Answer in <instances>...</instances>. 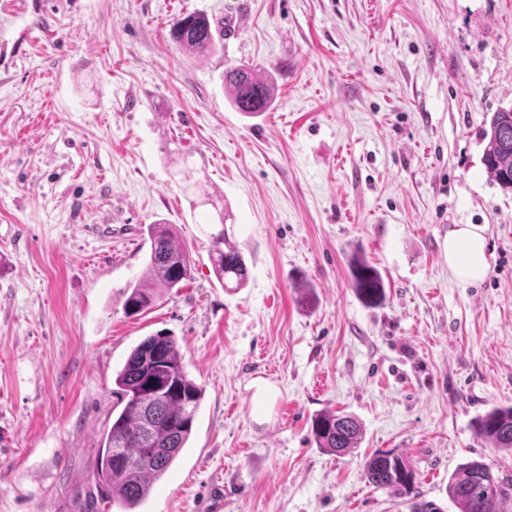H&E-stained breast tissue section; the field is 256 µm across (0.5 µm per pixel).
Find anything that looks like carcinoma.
<instances>
[{"mask_svg":"<svg viewBox=\"0 0 512 512\" xmlns=\"http://www.w3.org/2000/svg\"><path fill=\"white\" fill-rule=\"evenodd\" d=\"M171 34L192 54H210L216 49L210 21L203 13L183 16ZM223 84L230 105L238 112L254 115L272 105L274 84L250 68H226ZM486 138L484 168L503 190L512 191V108L493 113ZM147 241L144 276L127 286L124 311L128 316L142 314L159 294L178 287L190 275L189 250L173 225L164 221L150 225ZM210 252L224 286L244 284L247 265L242 253L229 244L225 231L212 237ZM352 285L368 304L384 298L380 274L371 266L354 264ZM112 397V424L98 444L92 497L95 503L133 512L187 447L203 389L187 372L178 339L158 333L131 350L112 380ZM312 432L317 447L342 456L358 447L363 425L353 414L326 410L312 419ZM477 433L495 449L512 453V406L487 412L478 420ZM363 470L369 483L413 495L410 512H443L436 502L418 498L416 474L394 452L373 453ZM448 499L457 512H512V474L500 476L482 461H468L448 479Z\"/></svg>","mask_w":512,"mask_h":512,"instance_id":"cac0c4a2","label":"carcinoma"}]
</instances>
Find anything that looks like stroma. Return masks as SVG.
I'll return each instance as SVG.
<instances>
[{
	"label": "stroma",
	"instance_id": "1",
	"mask_svg": "<svg viewBox=\"0 0 512 512\" xmlns=\"http://www.w3.org/2000/svg\"><path fill=\"white\" fill-rule=\"evenodd\" d=\"M228 11L243 29L221 51L170 35ZM235 65L271 75L269 111L229 105ZM510 105L512 0H0V512H82L112 378L160 332L204 398L136 512H409L365 478L378 450L447 512L461 463L512 472L474 429L512 405V193L482 164ZM158 220L190 276L129 317ZM459 224L486 238L475 284L448 265ZM222 229L236 290L210 257ZM325 409L362 421L352 453L317 448ZM171 34L173 40L191 54H210L217 46L210 21L203 13L183 16L173 25ZM209 251L213 253L212 261L218 276L224 279V288H238L244 284L248 275L247 265L242 253L229 244L225 230L212 237ZM351 271L353 288L365 303L376 304L384 298L383 282L375 268L358 262Z\"/></svg>",
	"mask_w": 512,
	"mask_h": 512
}]
</instances>
